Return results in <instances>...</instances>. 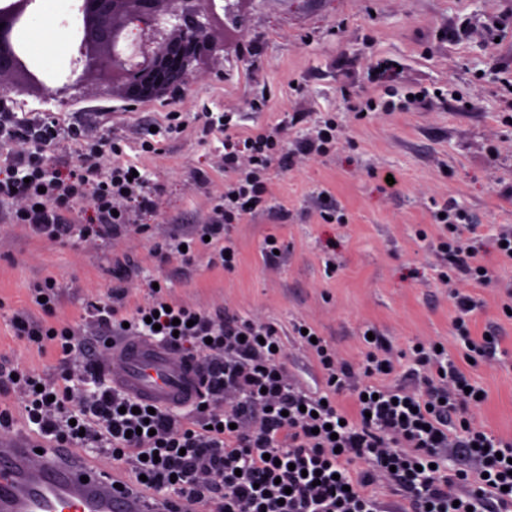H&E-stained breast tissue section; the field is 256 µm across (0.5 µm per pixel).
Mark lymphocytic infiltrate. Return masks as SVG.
<instances>
[{
  "instance_id": "1",
  "label": "lymphocytic infiltrate",
  "mask_w": 512,
  "mask_h": 512,
  "mask_svg": "<svg viewBox=\"0 0 512 512\" xmlns=\"http://www.w3.org/2000/svg\"><path fill=\"white\" fill-rule=\"evenodd\" d=\"M224 135V189L198 237L208 238L211 258L224 267L235 263L228 234L262 211L273 164H286L281 125L241 137ZM0 132L17 148L0 156V202L21 197L24 204L8 220L58 244L78 234L86 247L119 242L132 230L133 213L155 207V191L121 161L122 149L109 138L82 141L81 160L72 168H49L44 156L54 139L50 118L15 125L0 112ZM457 216L441 224L452 235L437 250L456 278L480 282L487 272L473 237L456 235ZM126 289L112 290L108 301L90 299L82 325L37 323L30 308L14 310L17 336L58 342L64 356H78L80 368L65 367L55 382L17 364L0 366V391H23L24 410L41 436L60 447L97 448L113 464L145 476V488L213 501L218 512H380L369 488L386 476L412 512H512V442L474 425L478 387L444 352L416 345L411 375L417 390L387 384L393 363L373 339L359 364L337 362L325 340L304 334L323 372V395H312L289 381L284 348L271 323L227 316L176 302L162 289H150L143 304L125 310ZM159 335L161 342L195 360L207 389L195 404V421L174 412L137 411L135 399L116 392L104 365L115 336ZM92 380L85 394L75 377ZM364 377L355 390V418H346L337 396L351 378ZM455 445L462 458H476L481 471L448 469L444 454Z\"/></svg>"
}]
</instances>
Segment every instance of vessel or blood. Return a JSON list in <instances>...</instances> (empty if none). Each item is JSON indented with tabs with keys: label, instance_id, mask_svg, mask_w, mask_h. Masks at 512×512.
<instances>
[{
	"label": "vessel or blood",
	"instance_id": "obj_1",
	"mask_svg": "<svg viewBox=\"0 0 512 512\" xmlns=\"http://www.w3.org/2000/svg\"><path fill=\"white\" fill-rule=\"evenodd\" d=\"M118 390L166 410L186 408L203 391L194 361L143 336L113 339ZM180 497L161 498L124 474L84 461L74 448H40L38 441L0 433V512H187Z\"/></svg>",
	"mask_w": 512,
	"mask_h": 512
}]
</instances>
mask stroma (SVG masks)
Instances as JSON below:
<instances>
[{
  "mask_svg": "<svg viewBox=\"0 0 512 512\" xmlns=\"http://www.w3.org/2000/svg\"><path fill=\"white\" fill-rule=\"evenodd\" d=\"M221 17V51L162 103H130L92 76L62 101L0 89L17 119L38 112L56 118L50 166L78 163L70 127L79 119L94 134L120 139L124 160L159 189L130 262L108 242L86 252L8 227L0 241V360L57 379L55 343L28 342L11 322L14 309L30 306L31 288L50 278L59 290L57 318L70 323L88 298L108 299L121 283L130 286L126 309L135 308L152 280L172 301L216 318L271 322L287 347L289 375L312 392L322 379L293 332L301 319L350 363L364 358L363 333L373 329L401 367L390 377L396 384L416 344H441L461 361L454 288L432 243L440 236L436 215L447 207L487 237L512 225V95L503 89L512 81V0H228ZM489 21L498 24L492 38L484 30ZM378 56L400 69L373 88L366 72ZM418 90L431 100L407 103V92ZM370 95L392 103V111H352ZM208 112L233 113L244 134L302 113L288 132L293 141L328 119L340 129L327 156L272 173L267 210L230 229L237 251L230 270L212 263L202 246L189 264L155 256L171 236L191 237L224 184L214 166L222 138L202 131ZM172 116L177 127L163 137L161 153L143 152L149 129ZM201 169L207 181L195 180ZM388 172L397 188L384 181ZM272 242L280 250L273 261ZM483 263L487 281L466 288L476 301L466 326L474 339L491 334L498 344L494 356L466 372L486 393L474 410L477 423L512 441V317L503 311L512 264L490 249Z\"/></svg>",
  "mask_w": 512,
  "mask_h": 512,
  "instance_id": "1",
  "label": "stroma"
}]
</instances>
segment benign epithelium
<instances>
[{
	"instance_id": "benign-epithelium-1",
	"label": "benign epithelium",
	"mask_w": 512,
	"mask_h": 512,
	"mask_svg": "<svg viewBox=\"0 0 512 512\" xmlns=\"http://www.w3.org/2000/svg\"><path fill=\"white\" fill-rule=\"evenodd\" d=\"M33 0H9L0 7V85L8 78L62 98L78 85L50 88L42 81L18 34ZM71 74L97 75L129 94L147 84L183 83L215 49L220 18L215 0H77Z\"/></svg>"
}]
</instances>
